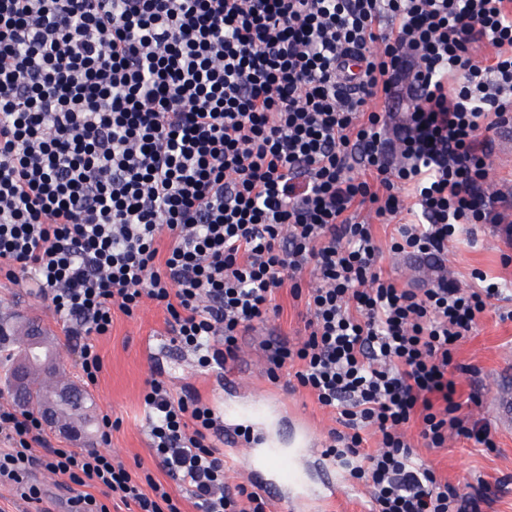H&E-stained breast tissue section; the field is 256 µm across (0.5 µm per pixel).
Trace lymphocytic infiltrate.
I'll return each mask as SVG.
<instances>
[{
	"label": "lymphocytic infiltrate",
	"instance_id": "f902f5d3",
	"mask_svg": "<svg viewBox=\"0 0 512 512\" xmlns=\"http://www.w3.org/2000/svg\"><path fill=\"white\" fill-rule=\"evenodd\" d=\"M511 119L512 0H0V277L67 323L88 384L114 312L155 303L221 370L289 288L308 335L267 342V374L295 367L338 411L324 454L372 512H482L484 488L416 464L406 429L495 449L448 368L501 285L399 287L353 215L397 221L396 253L440 258L470 224L512 245V198L488 182V134ZM143 401L154 457L201 512H267L226 484L211 407L158 377ZM32 469L79 487V512H182L152 474L53 447L39 413L1 404L0 477Z\"/></svg>",
	"mask_w": 512,
	"mask_h": 512
}]
</instances>
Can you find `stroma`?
<instances>
[{
	"label": "stroma",
	"instance_id": "1",
	"mask_svg": "<svg viewBox=\"0 0 512 512\" xmlns=\"http://www.w3.org/2000/svg\"><path fill=\"white\" fill-rule=\"evenodd\" d=\"M374 232L383 250L380 266L400 287H429L443 270L452 273L464 287L471 284V274L476 270L496 279L503 287V298L492 300L470 335L460 342L449 368L457 386V398L467 404L468 414L472 419L490 423L496 450L483 451L474 441L456 436L449 438L444 447L430 448L414 428L408 436L419 461L434 467L441 480L460 488L468 483L485 484L491 502L483 512H512V428L502 427L493 409L497 388L505 382L512 384V319L499 317L500 312L512 310V264L502 262L508 247L495 227L477 224L471 234L449 243L442 265L437 268L421 258L392 252L393 225L375 224ZM276 302L280 313L241 338L239 354L251 358L255 369L237 394L225 392L214 373L199 368L192 354L175 351L167 314L162 308L148 303L131 318L115 313L111 333L96 341L103 361L98 381L85 385L92 399V412H108L118 420L119 427L113 430L109 446L115 458L133 475H142L147 470L163 481L167 475L149 447L143 404L146 382L152 373H161L173 394L199 396L220 415L237 414L245 406L267 399L288 416L284 423L272 421L268 429L276 443L288 444L302 432L310 440L305 458L294 462L308 489L315 494L306 505V512H369L368 491L352 485L344 471L336 473L340 490L335 498L319 495L323 474L318 462L323 458L329 431L338 426L337 414L321 407L310 391L291 381L288 375H281L276 381L267 376L263 342L279 337L292 343L301 341L307 334L309 318L305 303L293 300L289 290H281ZM15 315L35 320L51 331L60 352V370L69 382L84 385L66 336V323L56 318L47 301L26 284L0 278V318ZM22 484L38 488L43 512H71V491L40 469L24 474L18 483L0 478V507L5 512H27L30 503L21 498L18 490Z\"/></svg>",
	"mask_w": 512,
	"mask_h": 512
}]
</instances>
